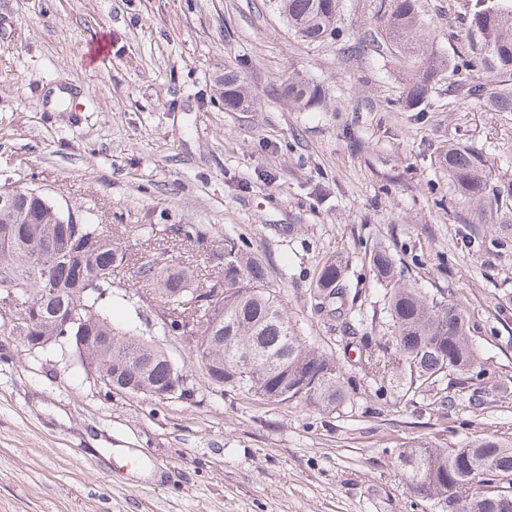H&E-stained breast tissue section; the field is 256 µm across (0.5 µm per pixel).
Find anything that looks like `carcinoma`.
Masks as SVG:
<instances>
[{
    "label": "carcinoma",
    "mask_w": 512,
    "mask_h": 512,
    "mask_svg": "<svg viewBox=\"0 0 512 512\" xmlns=\"http://www.w3.org/2000/svg\"><path fill=\"white\" fill-rule=\"evenodd\" d=\"M276 2L288 26L311 41L331 30L338 7V0ZM385 16L387 40L415 60L405 97L406 107L414 109L424 102L435 78L458 63L434 50L418 0H392ZM470 31L476 58L504 78L498 87L473 86L471 94L497 112H512V0H475ZM217 85L225 109L248 102L236 74L224 73ZM285 96L293 104L309 106L321 100L322 92L306 80L290 78ZM444 167L473 223L482 224L493 213L512 223V185L493 182L480 154L451 143L444 152ZM1 194L10 195V200L0 206V284L8 283L33 302L35 335L57 344L70 306L79 299L86 333L98 344L94 360L119 392L148 397L168 386L172 370L160 344L114 327L108 317L112 287L105 275L130 261L104 236L108 229L91 222L77 229L53 223L44 194L30 188L1 186ZM173 232L186 242H215L211 231L198 224H179ZM210 255L222 260V274L216 279L224 281V305L213 310L194 306L193 297L183 293L192 287L189 268H176L160 256L133 260L135 276L153 286L159 301L191 317L199 328L193 346L201 371L212 370L213 379L223 382L219 390L261 404L335 408L344 397L336 359L301 336L261 259L227 235ZM368 261L383 287L395 341V352L370 355L367 364L373 376L395 377L405 392L420 394L447 376H485L468 321L456 306L429 300L420 288L403 281L386 249L372 250ZM350 290L345 266L331 260L318 272L310 297L317 311L331 317L337 313L334 305L347 308L344 328L354 332L361 320L348 306ZM397 460L410 489L445 512H512V441L486 436L462 447L435 450L421 442L399 452ZM473 470L487 479L471 482L468 473Z\"/></svg>",
    "instance_id": "1"
}]
</instances>
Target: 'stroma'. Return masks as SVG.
Masks as SVG:
<instances>
[{
  "mask_svg": "<svg viewBox=\"0 0 512 512\" xmlns=\"http://www.w3.org/2000/svg\"><path fill=\"white\" fill-rule=\"evenodd\" d=\"M386 2L339 0L334 31L310 42L274 0H0V186L38 189L177 265L195 244L144 242L133 226L239 237L348 390L330 412L260 405L197 370L191 400L110 394L60 349L27 350L2 317L0 512H441L409 491L398 452L512 436V226L468 223L438 163L460 142L512 180V112L467 93L499 80L471 60L468 0H421L436 49L468 64L407 110L413 63L381 37ZM228 71L247 109H225ZM292 75L324 101L289 106ZM380 245L465 315L483 381L412 396L372 375L368 354L392 344L368 263ZM335 255L363 318L349 336L309 298ZM109 310L141 333L161 324L154 304Z\"/></svg>",
  "mask_w": 512,
  "mask_h": 512,
  "instance_id": "35a3bbf8",
  "label": "stroma"
}]
</instances>
